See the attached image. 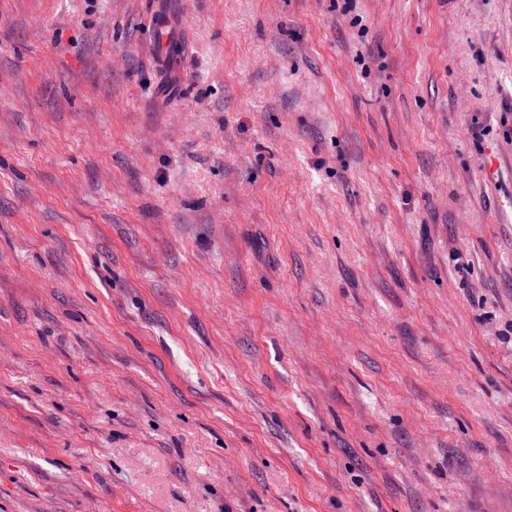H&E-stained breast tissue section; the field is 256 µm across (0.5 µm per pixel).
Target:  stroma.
I'll use <instances>...</instances> for the list:
<instances>
[{
  "mask_svg": "<svg viewBox=\"0 0 512 512\" xmlns=\"http://www.w3.org/2000/svg\"><path fill=\"white\" fill-rule=\"evenodd\" d=\"M0 0V512H512V0ZM178 0H151L148 2L146 14V31L156 43L158 50L157 66L161 69L168 68V45L170 28L164 24H172V29L177 27L180 39L185 37L183 25V7Z\"/></svg>",
  "mask_w": 512,
  "mask_h": 512,
  "instance_id": "1",
  "label": "stroma"
}]
</instances>
